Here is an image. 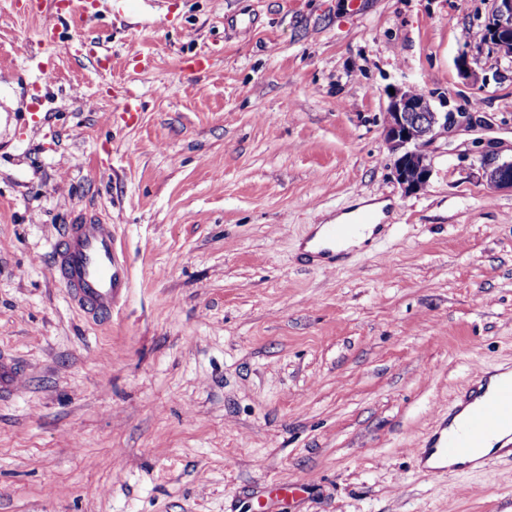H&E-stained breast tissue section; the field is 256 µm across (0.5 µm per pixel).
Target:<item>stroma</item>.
<instances>
[{
	"label": "stroma",
	"instance_id": "35a3bbf8",
	"mask_svg": "<svg viewBox=\"0 0 512 512\" xmlns=\"http://www.w3.org/2000/svg\"><path fill=\"white\" fill-rule=\"evenodd\" d=\"M112 4L84 0L98 20L64 28L44 86L54 0H0V351L25 374L0 400V512H512V462L418 461L476 368H512V192L481 163L512 158L492 0ZM399 88L488 122L440 136L413 195L382 133ZM361 198L389 204L373 242L303 260ZM79 219L130 267L104 323L52 273Z\"/></svg>",
	"mask_w": 512,
	"mask_h": 512
}]
</instances>
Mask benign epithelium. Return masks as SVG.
Here are the masks:
<instances>
[{
  "mask_svg": "<svg viewBox=\"0 0 512 512\" xmlns=\"http://www.w3.org/2000/svg\"><path fill=\"white\" fill-rule=\"evenodd\" d=\"M485 40L494 44L512 40V0H493ZM457 122L453 112H436L430 101L415 90L398 89L390 97L383 129L384 140L394 157L393 175L405 193L424 189L433 174L429 147L439 134ZM488 185L512 191V159L483 162Z\"/></svg>",
  "mask_w": 512,
  "mask_h": 512,
  "instance_id": "obj_1",
  "label": "benign epithelium"
}]
</instances>
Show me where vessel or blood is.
Masks as SVG:
<instances>
[{"instance_id":"obj_1","label":"vessel or blood","mask_w":512,"mask_h":512,"mask_svg":"<svg viewBox=\"0 0 512 512\" xmlns=\"http://www.w3.org/2000/svg\"><path fill=\"white\" fill-rule=\"evenodd\" d=\"M53 252L55 274L71 302L86 315L111 316L130 286V268L111 225H65ZM22 382L16 361L0 357V396L16 394ZM506 428L512 429V376L494 385L488 372L477 370L468 394L426 439L424 471L441 477L446 461L473 458L482 442Z\"/></svg>"}]
</instances>
